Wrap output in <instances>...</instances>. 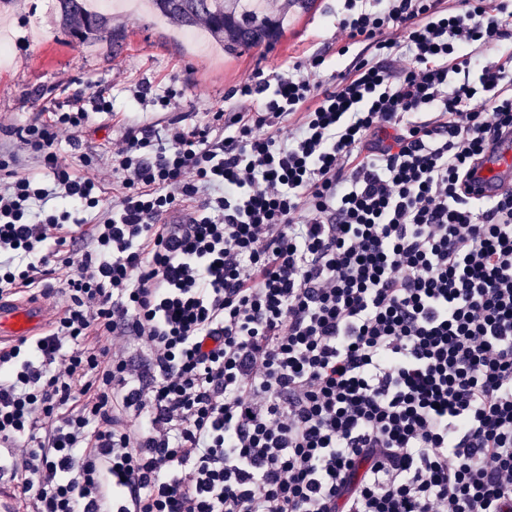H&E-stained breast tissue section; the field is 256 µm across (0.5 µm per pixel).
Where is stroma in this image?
I'll use <instances>...</instances> for the list:
<instances>
[{
	"label": "stroma",
	"mask_w": 512,
	"mask_h": 512,
	"mask_svg": "<svg viewBox=\"0 0 512 512\" xmlns=\"http://www.w3.org/2000/svg\"><path fill=\"white\" fill-rule=\"evenodd\" d=\"M343 5V0H315L309 12L289 11L288 28L274 48L227 55L197 48L146 14L114 18L117 41L82 45L63 30L55 0H0V30L9 32L11 43L28 45L0 66V156L17 154L18 170L41 174L37 159L17 153L14 131L77 89L107 88L112 97L111 114L94 115L90 132L59 146L62 160L80 174L84 155L96 154L100 164H107L103 148L121 137L127 121H164L149 102L134 99L136 87L155 94L177 84L183 90L178 113L192 125L208 121L225 106H238L232 90L254 69L269 75L284 61L320 53L327 71H334L335 21Z\"/></svg>",
	"instance_id": "1"
}]
</instances>
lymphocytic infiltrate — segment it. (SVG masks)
Masks as SVG:
<instances>
[{
    "label": "lymphocytic infiltrate",
    "mask_w": 512,
    "mask_h": 512,
    "mask_svg": "<svg viewBox=\"0 0 512 512\" xmlns=\"http://www.w3.org/2000/svg\"><path fill=\"white\" fill-rule=\"evenodd\" d=\"M344 8L342 69L255 70L191 126L155 95L110 206L57 153L106 90L16 129L45 172L0 162V297L71 272L0 348L27 512H512V191L472 193L512 134V0Z\"/></svg>",
    "instance_id": "lymphocytic-infiltrate-1"
}]
</instances>
